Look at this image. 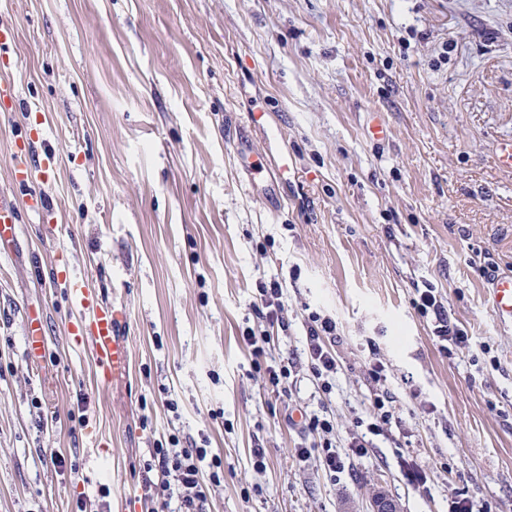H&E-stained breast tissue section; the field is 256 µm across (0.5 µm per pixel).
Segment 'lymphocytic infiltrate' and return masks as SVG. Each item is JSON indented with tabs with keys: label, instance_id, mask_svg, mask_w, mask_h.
<instances>
[{
	"label": "lymphocytic infiltrate",
	"instance_id": "lymphocytic-infiltrate-1",
	"mask_svg": "<svg viewBox=\"0 0 512 512\" xmlns=\"http://www.w3.org/2000/svg\"><path fill=\"white\" fill-rule=\"evenodd\" d=\"M281 295L282 285L279 281L261 285L258 296L265 326L258 332L245 330L241 340L254 367L262 370L266 383L277 396L285 397L291 392L296 364L291 360L277 363L268 358L280 330L287 326ZM413 305L421 316H433L434 337L444 355H453L468 345L467 331L449 321L448 311L437 289L429 286L417 289ZM309 319L305 361L317 388L328 395L333 390V381L340 369L335 350L339 339L337 323L316 312L311 313ZM395 419V398L386 393L374 395L372 412L364 432L352 436L350 451L343 455L337 450L335 418L325 412L310 414L302 426L304 441L295 448L294 455L304 459L312 449H320L324 470L331 474L343 472L353 460L366 457L373 451L376 437L390 435ZM144 470L146 477L142 485V500L147 512H204L208 486L220 482L224 476L220 455L202 446L182 447L176 436L169 438L167 446L153 449Z\"/></svg>",
	"mask_w": 512,
	"mask_h": 512
}]
</instances>
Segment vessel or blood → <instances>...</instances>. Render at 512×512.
<instances>
[{
    "label": "vessel or blood",
    "instance_id": "vessel-or-blood-1",
    "mask_svg": "<svg viewBox=\"0 0 512 512\" xmlns=\"http://www.w3.org/2000/svg\"><path fill=\"white\" fill-rule=\"evenodd\" d=\"M233 147L243 161L248 188L263 194L275 193L278 181L263 177L249 158L254 146L243 138H235ZM15 168L22 173L24 182L43 178L56 165V157L51 151L41 155H31L28 147H18L14 153ZM490 309L495 318L504 325L512 326V272L495 277L489 284ZM70 310L69 332L78 345L87 349L94 361L96 374L100 380L122 372L128 362V346L121 337L122 323L114 307L100 303L85 280L71 279L68 289Z\"/></svg>",
    "mask_w": 512,
    "mask_h": 512
}]
</instances>
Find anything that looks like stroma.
I'll return each instance as SVG.
<instances>
[{"mask_svg": "<svg viewBox=\"0 0 512 512\" xmlns=\"http://www.w3.org/2000/svg\"><path fill=\"white\" fill-rule=\"evenodd\" d=\"M1 22L0 77L21 92L0 108V193L19 206L0 241V512H145L143 462L173 433L224 459L206 512H448L454 491L512 512V327L475 265L512 270V171L492 158L512 136V0H0ZM254 108L283 132L265 166L296 172L276 212L231 146ZM20 137L56 156L30 187ZM71 274L123 307L129 367L110 383L68 334ZM273 278L288 330L272 358L301 359L309 313L339 324L330 395L303 367L281 401L251 367L239 334L263 329ZM428 284L470 336L450 358L412 305ZM375 357L400 435L334 477L293 458L289 412L335 413L342 444L356 432Z\"/></svg>", "mask_w": 512, "mask_h": 512, "instance_id": "obj_1", "label": "stroma"}]
</instances>
